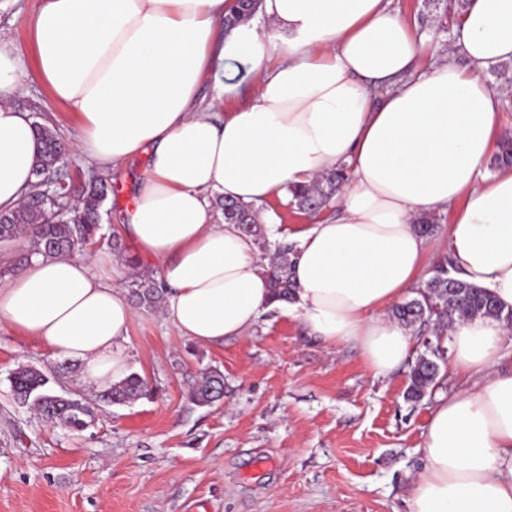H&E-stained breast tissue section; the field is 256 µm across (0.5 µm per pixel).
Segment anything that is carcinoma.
I'll use <instances>...</instances> for the list:
<instances>
[{
    "label": "carcinoma",
    "mask_w": 512,
    "mask_h": 512,
    "mask_svg": "<svg viewBox=\"0 0 512 512\" xmlns=\"http://www.w3.org/2000/svg\"><path fill=\"white\" fill-rule=\"evenodd\" d=\"M260 0H237L224 17V28L248 22L259 11ZM42 147L33 161L35 181L26 203L0 213V277L15 272L13 248L26 239L29 253L46 258L82 251L101 236L102 208L107 188L91 181L77 185L71 180L56 183L59 167L70 159L65 143L50 128L35 124ZM512 163V137L505 136L493 165ZM347 167L323 174L308 185L285 186V206L294 207L313 217L321 212L347 182ZM215 208L224 222L236 224L250 236L257 250L270 257L268 277L272 300L288 303L294 299L296 285L291 276L295 245L271 239L266 225L260 223L252 205L219 199ZM165 295L163 285L149 276L132 281L130 296L145 311L161 307ZM392 317L406 327L423 329L436 326L435 332L447 330L458 320L476 317L492 318L512 325V309L500 306L489 289L459 276V270L448 254L441 255L432 268V276L417 287L416 296L397 305ZM442 350L433 345L420 354L409 372L407 400L418 403L437 386ZM13 397L35 410L42 419L60 423L73 431H82L92 422V411L82 399L59 394L50 387V379L31 366L18 367L10 377ZM149 394L147 382L131 373L97 393L99 402L125 404ZM224 398V375L217 369L200 373L191 388V399L200 406H214Z\"/></svg>",
    "instance_id": "cac0c4a2"
}]
</instances>
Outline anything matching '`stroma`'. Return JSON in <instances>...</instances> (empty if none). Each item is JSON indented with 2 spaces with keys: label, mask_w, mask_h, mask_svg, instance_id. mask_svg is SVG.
<instances>
[{
  "label": "stroma",
  "mask_w": 512,
  "mask_h": 512,
  "mask_svg": "<svg viewBox=\"0 0 512 512\" xmlns=\"http://www.w3.org/2000/svg\"><path fill=\"white\" fill-rule=\"evenodd\" d=\"M39 0H0V29L26 61L23 90L10 97L68 145L78 118L56 102L36 70L31 15ZM449 0H388L421 42L426 70L452 47ZM150 157L115 171L74 161L77 181L105 180L104 238L126 221ZM129 369L148 396L99 407L76 432L39 420L11 395L21 365L44 372L57 392L84 397L81 365L62 366L44 346L0 323V512H407L412 476L423 464L422 433L434 404L405 400L409 365L378 376L350 343L331 347L281 310L248 336L195 344L160 314L137 311L129 327ZM224 374V401L197 406L194 376Z\"/></svg>",
  "instance_id": "stroma-1"
}]
</instances>
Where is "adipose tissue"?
<instances>
[{
  "label": "adipose tissue",
  "instance_id": "obj_1",
  "mask_svg": "<svg viewBox=\"0 0 512 512\" xmlns=\"http://www.w3.org/2000/svg\"><path fill=\"white\" fill-rule=\"evenodd\" d=\"M231 3L39 0L32 17L40 77L80 119L78 158L112 169L150 155L121 230L161 270L163 318L201 346L246 335L274 308L269 263L238 225L215 222L214 199L260 206L342 165L351 179L335 216L293 237L286 310L310 335L354 344L378 375L408 359L412 334L387 310L427 264L414 226L423 215H448V252L466 280L512 308V168H485L499 94L452 60L415 72L418 42L385 0H263L266 35L225 29ZM453 46L479 67L512 60V0H469ZM240 58L257 89L224 113L238 86L220 76ZM24 74L0 35L3 211L25 199L41 149L27 112L4 102ZM119 274L106 252L35 256L0 283V323L81 362V382L104 390L128 372L134 308ZM448 336L452 371L473 384L431 408L408 510L512 512V371L500 368L512 330L475 318Z\"/></svg>",
  "mask_w": 512,
  "mask_h": 512
}]
</instances>
